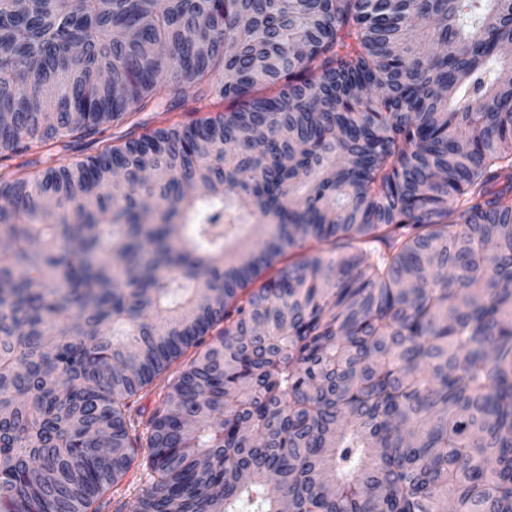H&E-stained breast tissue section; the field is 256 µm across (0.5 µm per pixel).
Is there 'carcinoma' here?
<instances>
[{"label": "carcinoma", "mask_w": 512, "mask_h": 512, "mask_svg": "<svg viewBox=\"0 0 512 512\" xmlns=\"http://www.w3.org/2000/svg\"><path fill=\"white\" fill-rule=\"evenodd\" d=\"M510 53L512 0H0V512H512Z\"/></svg>", "instance_id": "1"}]
</instances>
